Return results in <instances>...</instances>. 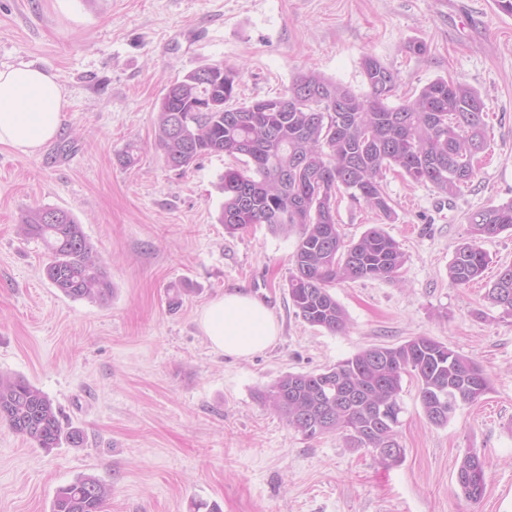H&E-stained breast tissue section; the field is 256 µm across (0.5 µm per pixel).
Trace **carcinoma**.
Here are the masks:
<instances>
[{"instance_id":"cac0c4a2","label":"carcinoma","mask_w":512,"mask_h":512,"mask_svg":"<svg viewBox=\"0 0 512 512\" xmlns=\"http://www.w3.org/2000/svg\"><path fill=\"white\" fill-rule=\"evenodd\" d=\"M370 92L348 87L309 72L298 76L277 104L259 110L262 100L238 101L239 72L211 64L172 82L156 116L157 140L166 163L185 170L203 155L218 154L242 166L221 177L224 194L219 221L229 233L255 224L298 228L288 295L308 324L330 333L347 327V314L330 291L340 282L393 280L405 263L400 244L374 225L358 240L342 237L335 216L337 193L345 191L392 221L395 211L383 189L384 172L398 167L414 183H429L448 200L476 171L486 148L485 105L481 95L461 82L438 78L398 106L386 100L397 85L396 74L374 57L362 64ZM250 179L245 198L237 178ZM469 237L448 264V279L466 286L488 266L481 242L512 231V201L471 212ZM21 234L42 243L44 273L64 295L105 303L112 281L93 251L82 224L53 207L26 212ZM486 298L512 317V265L498 273ZM413 376L425 418L444 426L461 407L477 402L490 381L474 360L428 336L397 346H372L319 373H287L259 398L280 413L289 427L308 439L331 432L344 434L351 448L400 449L396 427L402 376ZM389 406L393 423L376 416ZM322 421V430L307 432L303 417ZM0 424L48 452L61 444L80 446L83 430L62 424L50 397L21 377L0 374ZM484 469L476 452L465 455L456 481L463 494L479 501L485 481L469 474ZM110 488L85 475L60 488L51 512H103Z\"/></svg>"}]
</instances>
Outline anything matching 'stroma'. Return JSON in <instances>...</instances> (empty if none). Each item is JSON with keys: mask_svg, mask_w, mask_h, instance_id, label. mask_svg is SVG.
<instances>
[{"mask_svg": "<svg viewBox=\"0 0 512 512\" xmlns=\"http://www.w3.org/2000/svg\"><path fill=\"white\" fill-rule=\"evenodd\" d=\"M484 2L0 0V65L53 72L68 100L59 135L37 153L0 145V373L40 388L85 434L83 446L46 452L0 425V512H50L57 490L84 475L111 486L105 512H512V319L485 298L512 265V234L483 242L490 263L478 280L448 279L467 215L512 200V16ZM368 56L399 77L392 106L438 78L479 91L487 150L451 202L387 170L392 221L338 195L345 240L382 224L405 264L396 282L337 285L348 328L334 335L289 299L296 235L264 224L225 232L229 158L169 168L154 119L168 85L204 65L235 67L249 102L307 71L367 93ZM130 142L140 160L125 168L117 156ZM37 206L78 218L112 281L109 302L67 297L45 277L42 244L16 232ZM230 288L251 292L279 327L276 344L247 360L214 352L197 322ZM416 336L475 360L490 389L435 426L403 375L400 461L338 434L305 438L258 399L285 373ZM472 451L485 463L477 502L456 482Z\"/></svg>", "mask_w": 512, "mask_h": 512, "instance_id": "1", "label": "stroma"}]
</instances>
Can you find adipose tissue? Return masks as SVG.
<instances>
[{
	"mask_svg": "<svg viewBox=\"0 0 512 512\" xmlns=\"http://www.w3.org/2000/svg\"><path fill=\"white\" fill-rule=\"evenodd\" d=\"M66 105L55 74L23 62L0 67V145L35 154L58 135ZM199 326L214 350L241 359L265 351L278 336L270 309L237 288L213 299Z\"/></svg>",
	"mask_w": 512,
	"mask_h": 512,
	"instance_id": "obj_1",
	"label": "adipose tissue"
}]
</instances>
